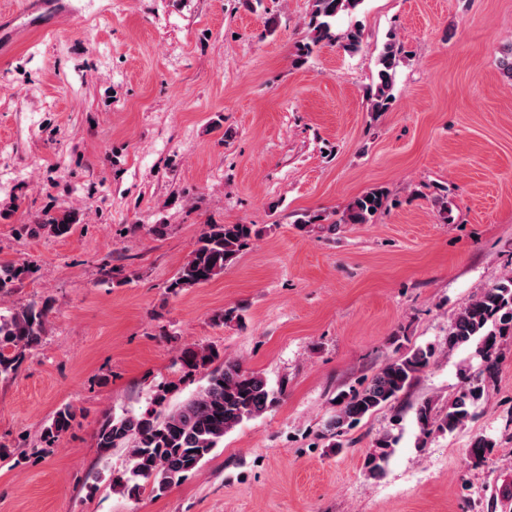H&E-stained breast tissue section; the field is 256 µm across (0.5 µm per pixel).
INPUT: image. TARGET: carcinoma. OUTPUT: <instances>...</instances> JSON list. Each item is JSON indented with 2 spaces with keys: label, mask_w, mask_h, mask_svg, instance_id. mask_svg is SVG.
<instances>
[{
  "label": "carcinoma",
  "mask_w": 512,
  "mask_h": 512,
  "mask_svg": "<svg viewBox=\"0 0 512 512\" xmlns=\"http://www.w3.org/2000/svg\"><path fill=\"white\" fill-rule=\"evenodd\" d=\"M362 0H314L309 28L313 36L297 47V56L306 57L324 40L336 39V20L352 15ZM345 47L356 49L363 39L359 23L348 25ZM403 46L390 36L377 58L375 85L367 91L370 109L386 112L393 101L392 89ZM388 195L382 188H370L353 198L336 221L323 225L319 215L300 221L306 227L317 225L321 231L333 233L342 224H370L387 206ZM77 214L64 210L45 214L39 227L56 237L68 235ZM261 234L254 224H207L194 248L178 269L169 289L178 293L206 284L224 274L251 241ZM31 274L22 264L0 265V297L11 295ZM48 306L34 303L19 307L7 316L0 315V375L17 370L26 354L41 342L45 331ZM512 337V276L481 290L465 302L448 328V350L453 351L477 343L481 365L467 378L454 398L443 410L433 400L423 401L415 415L421 431L452 433L462 428L474 415V408L486 387L495 382L500 371L502 343ZM437 359L432 347H415L384 364L359 390L341 393L339 409L325 424L331 438L342 437L367 416L397 402L412 386L419 373ZM180 366L187 374L200 372L205 384L192 397L168 410L147 409L140 413L107 414L99 423L96 446L102 455L115 448L126 449L130 468L112 473V488L127 496H137L148 489L155 495L165 494L188 474L196 471L224 441V436L243 422L271 409L278 396L267 380L236 360H226L211 346H189L180 355ZM76 420L70 406L59 408L47 431L58 435ZM395 445L389 434L378 437L366 466L373 475L381 474ZM494 443L484 437L471 444L469 457L474 466L483 464Z\"/></svg>",
  "instance_id": "obj_1"
}]
</instances>
